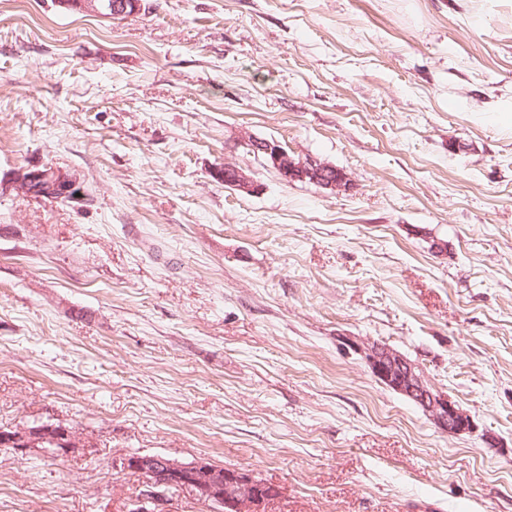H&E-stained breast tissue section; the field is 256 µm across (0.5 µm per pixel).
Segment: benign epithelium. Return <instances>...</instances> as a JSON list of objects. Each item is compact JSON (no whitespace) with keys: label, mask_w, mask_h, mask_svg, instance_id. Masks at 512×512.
<instances>
[{"label":"benign epithelium","mask_w":512,"mask_h":512,"mask_svg":"<svg viewBox=\"0 0 512 512\" xmlns=\"http://www.w3.org/2000/svg\"><path fill=\"white\" fill-rule=\"evenodd\" d=\"M240 142L262 157L286 182L311 179L316 185L339 190L349 183L348 175L318 158L299 160L277 140L244 135ZM224 186L246 194L258 192L259 184L243 169L224 164ZM342 344L356 352L372 375L383 385L400 393L427 414L432 423L450 435L471 433L475 424L471 416L444 391L431 384L417 364L388 346L342 337ZM51 443L56 451L80 448L85 437L62 425L41 424L25 430H0V446L21 450ZM122 468L136 470L144 478L145 490L132 512H157L166 500L170 487L190 491L214 512H269L271 494L278 487L257 478L253 472L220 466L204 458L176 461L163 456L131 454L122 458Z\"/></svg>","instance_id":"1"}]
</instances>
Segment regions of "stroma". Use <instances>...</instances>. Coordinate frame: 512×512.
<instances>
[{"label":"stroma","mask_w":512,"mask_h":512,"mask_svg":"<svg viewBox=\"0 0 512 512\" xmlns=\"http://www.w3.org/2000/svg\"><path fill=\"white\" fill-rule=\"evenodd\" d=\"M45 168L73 201L21 188ZM46 422L89 447H0V512H126L130 453L251 470L271 512H512V0H0V426ZM240 142L246 145L252 153L260 155L283 181H304L309 178L316 185L331 190L345 188L350 181L343 170L318 158L296 159L277 140L242 135ZM224 186L246 194L256 193L260 189L249 174L230 163L224 166ZM340 338L342 344L361 357L380 383L415 402L439 430L448 435L472 433L475 430L471 416L446 392L431 384L419 366L400 352L353 336Z\"/></svg>","instance_id":"obj_1"}]
</instances>
